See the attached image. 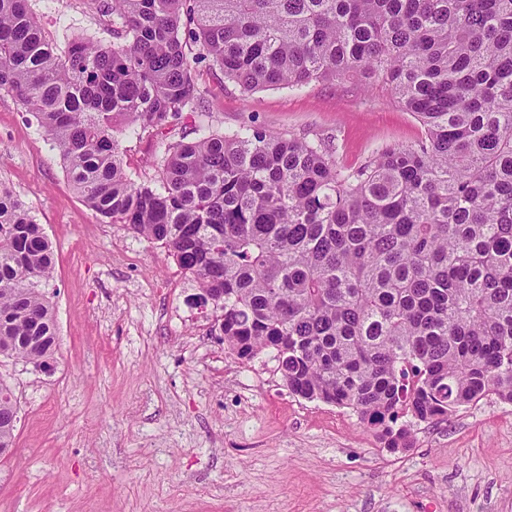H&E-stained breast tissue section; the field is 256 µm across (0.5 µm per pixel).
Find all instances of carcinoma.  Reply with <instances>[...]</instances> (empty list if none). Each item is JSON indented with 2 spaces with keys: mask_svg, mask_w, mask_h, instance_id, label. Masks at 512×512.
Instances as JSON below:
<instances>
[{
  "mask_svg": "<svg viewBox=\"0 0 512 512\" xmlns=\"http://www.w3.org/2000/svg\"><path fill=\"white\" fill-rule=\"evenodd\" d=\"M92 2L112 44L60 50L31 0H0V91L102 222L193 277L230 354L275 353L290 393L353 409L393 452L412 445L404 413L433 423L490 395L512 403V0ZM200 63L245 92L377 78L425 136L347 169L330 137L201 126L157 156L158 180L132 179L114 132L198 109ZM52 270L42 225L0 186V358L53 361L38 289ZM17 421L0 383V449Z\"/></svg>",
  "mask_w": 512,
  "mask_h": 512,
  "instance_id": "1",
  "label": "carcinoma"
}]
</instances>
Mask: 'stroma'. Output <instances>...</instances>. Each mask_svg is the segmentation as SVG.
Segmentation results:
<instances>
[{"mask_svg":"<svg viewBox=\"0 0 512 512\" xmlns=\"http://www.w3.org/2000/svg\"><path fill=\"white\" fill-rule=\"evenodd\" d=\"M58 47L112 26L90 0H32ZM193 78L211 131L260 125L334 137L339 165L420 140L423 129L381 82L242 93L216 67ZM200 112L173 129L119 133L123 165L152 178L166 144L194 139ZM0 182L54 250L41 292L59 348L51 374L0 358L19 405L0 459L8 512H512V403L488 397L427 423L404 414L413 446L393 452L359 415L289 393L273 353L238 360L213 308L167 249L103 223L20 101L0 91Z\"/></svg>","mask_w":512,"mask_h":512,"instance_id":"obj_1","label":"stroma"}]
</instances>
